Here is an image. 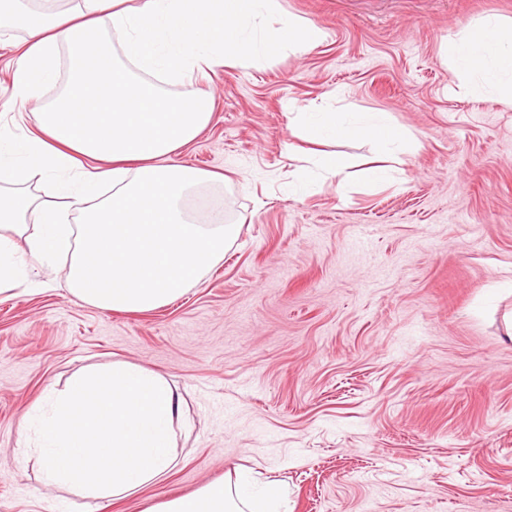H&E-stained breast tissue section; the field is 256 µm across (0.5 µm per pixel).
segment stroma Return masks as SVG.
Instances as JSON below:
<instances>
[{
  "label": "stroma",
  "instance_id": "1",
  "mask_svg": "<svg viewBox=\"0 0 512 512\" xmlns=\"http://www.w3.org/2000/svg\"><path fill=\"white\" fill-rule=\"evenodd\" d=\"M323 28L307 53L224 67L200 82L211 121L177 163L223 173L211 197L240 232L169 306L103 311L74 301L68 262L22 296L0 295V512H69L44 485L37 438L18 424L47 388L123 361L182 395L168 480L84 512H143L250 467L285 486L292 512H512V105L463 93L446 38L512 0H280ZM22 30L0 33V129L34 128L68 81L13 99ZM332 105L391 113L413 137L389 186L337 190L306 166L288 115ZM315 175L310 169H303L293 175L288 181V198L301 201L309 196L315 189Z\"/></svg>",
  "mask_w": 512,
  "mask_h": 512
}]
</instances>
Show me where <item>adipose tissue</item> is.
I'll use <instances>...</instances> for the list:
<instances>
[{
  "mask_svg": "<svg viewBox=\"0 0 512 512\" xmlns=\"http://www.w3.org/2000/svg\"><path fill=\"white\" fill-rule=\"evenodd\" d=\"M279 0H76L34 17L24 0H0V18L25 31L15 98H36L66 54L70 80L38 116L36 131L0 134V293L21 295L36 265L71 259L69 292L87 305L145 312L196 284L238 234L233 224L189 220L185 194L222 174L183 167L174 157L208 126L212 101L195 91L219 67L304 52L324 31L289 20L270 26ZM447 57L469 92L512 104V20L488 15L450 38ZM184 84L179 98L163 84ZM308 142L372 140L397 158L411 138L390 113L309 104L288 115ZM35 186L37 200L26 192ZM80 225H71L72 212ZM20 433L37 431L45 485L84 499L118 502L163 482L175 467L177 429L189 426L183 399L161 373L126 363L75 377L50 391ZM144 512H290L279 486L239 470Z\"/></svg>",
  "mask_w": 512,
  "mask_h": 512,
  "instance_id": "adipose-tissue-1",
  "label": "adipose tissue"
}]
</instances>
